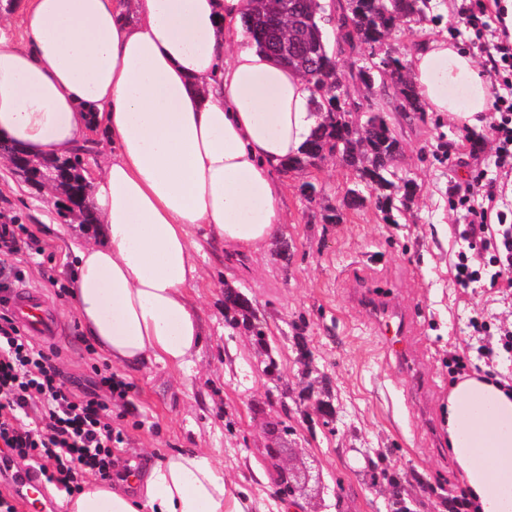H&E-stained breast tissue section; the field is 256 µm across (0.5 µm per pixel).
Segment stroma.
<instances>
[{"instance_id": "35a3bbf8", "label": "stroma", "mask_w": 512, "mask_h": 512, "mask_svg": "<svg viewBox=\"0 0 512 512\" xmlns=\"http://www.w3.org/2000/svg\"><path fill=\"white\" fill-rule=\"evenodd\" d=\"M461 0H430L423 18L388 37L389 51L413 56L419 44L443 37L481 59L480 44L462 35ZM362 109L386 113L401 145L399 177L412 180V200L392 211L368 204L325 216L354 187L355 173L338 160L300 172H277L285 224L279 238L254 255L199 256L204 281L192 296L205 336L188 372L162 366L130 376L127 398L112 404V426L122 434L121 459L137 468L185 448L206 451L224 467V480L245 498L250 512H289L275 495L277 466L310 472L304 512H390L388 486L372 478L371 458L383 457L407 478L405 493L424 501L423 512H448V494L465 478L448 447L443 416L455 377L448 356L469 349L470 319L512 322V291L452 279L462 212L448 196L471 169L491 163L494 143L485 127L458 126L434 112L410 121L395 97L355 85ZM317 182L306 201L300 186ZM0 212L16 216L40 240L41 255L0 256L1 266L22 270L23 286L38 289L56 313L64 338L57 341L66 383L90 386L106 362L88 354L78 316L60 273L71 255L69 238L54 229L55 205L31 191L0 163ZM386 292L413 322V360L401 366L353 299L357 281ZM236 288L251 302L270 337L269 350L243 329L225 323L224 290ZM278 371L267 375L266 359ZM329 387L336 416L323 424L317 399Z\"/></svg>"}]
</instances>
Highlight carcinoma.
Segmentation results:
<instances>
[{
  "label": "carcinoma",
  "instance_id": "obj_1",
  "mask_svg": "<svg viewBox=\"0 0 512 512\" xmlns=\"http://www.w3.org/2000/svg\"><path fill=\"white\" fill-rule=\"evenodd\" d=\"M246 2L244 26L248 36L279 63L306 78L313 88L312 107L323 117L302 153L288 159L282 169L290 172L309 168L313 160L322 157L325 146L334 141L339 148L338 160L356 170L361 180L373 189L377 207H391L394 192L411 197L415 191L413 182L405 180L399 185L393 180L400 142L386 115L380 111L369 112L360 134L332 116L348 105L359 106L352 99V81L368 88L377 83L389 84L401 98L402 111L422 114L424 107L408 78L407 63L389 52L347 77L337 66L323 33V0H291L307 19L302 31L283 14V0ZM332 5L337 15V41L352 49L360 47L371 56L400 24L424 15L428 0H332ZM94 145L91 141L70 157L38 159L1 141L0 158L12 166L25 161L27 168L17 173L35 190L46 187L54 190L58 197L57 214L61 218L71 223L95 224L97 218L88 204L89 184L85 176ZM224 310L234 312L227 319L231 328H243L255 345L268 348L266 328L254 316L245 294L234 288L224 289Z\"/></svg>",
  "mask_w": 512,
  "mask_h": 512
}]
</instances>
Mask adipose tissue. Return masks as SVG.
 Wrapping results in <instances>:
<instances>
[{"mask_svg":"<svg viewBox=\"0 0 512 512\" xmlns=\"http://www.w3.org/2000/svg\"><path fill=\"white\" fill-rule=\"evenodd\" d=\"M245 0H24V38L0 33V141L34 158L110 150L92 168L96 239L64 268L80 328L113 365L187 370L204 327L192 230L250 254L285 214L274 177L319 117L310 84L259 52ZM429 111L481 125L487 90L469 53L426 40L410 60ZM448 443L474 512H512V382L472 373L448 394ZM131 494L98 480L64 512H246L200 450L149 466Z\"/></svg>","mask_w":512,"mask_h":512,"instance_id":"ef3b65f1","label":"adipose tissue"}]
</instances>
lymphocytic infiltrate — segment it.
<instances>
[{"label": "lymphocytic infiltrate", "mask_w": 512, "mask_h": 512, "mask_svg": "<svg viewBox=\"0 0 512 512\" xmlns=\"http://www.w3.org/2000/svg\"><path fill=\"white\" fill-rule=\"evenodd\" d=\"M461 13L466 31L482 42L483 71L494 80V102L487 116L495 144L491 166L478 169L465 187L454 190L451 209L463 211L459 233L465 249L452 262L462 288L488 281L512 288V31L504 24L502 0H469ZM499 29H491V22ZM55 348L25 336L7 314H0V446L28 461L47 482L67 493L78 491L77 473L108 481L115 465L112 403L131 390L110 368H96L94 390L66 385Z\"/></svg>", "instance_id": "lymphocytic-infiltrate-1"}]
</instances>
